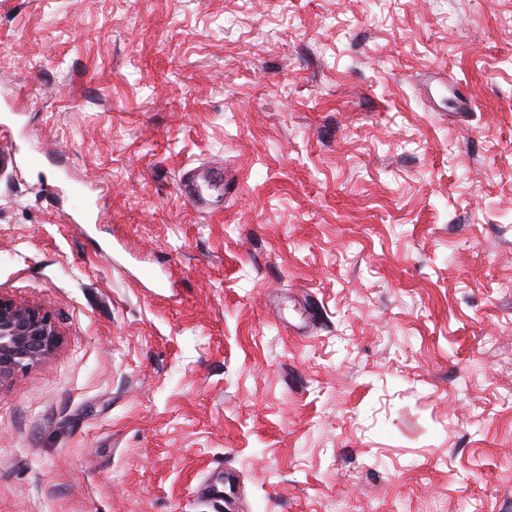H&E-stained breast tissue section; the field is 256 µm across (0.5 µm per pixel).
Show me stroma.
<instances>
[{
    "label": "stroma",
    "mask_w": 512,
    "mask_h": 512,
    "mask_svg": "<svg viewBox=\"0 0 512 512\" xmlns=\"http://www.w3.org/2000/svg\"><path fill=\"white\" fill-rule=\"evenodd\" d=\"M4 113L0 512H512V0H0ZM57 336L47 313L0 297V384L17 370L46 359Z\"/></svg>",
    "instance_id": "obj_1"
}]
</instances>
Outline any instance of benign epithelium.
I'll return each instance as SVG.
<instances>
[{
    "instance_id": "obj_1",
    "label": "benign epithelium",
    "mask_w": 512,
    "mask_h": 512,
    "mask_svg": "<svg viewBox=\"0 0 512 512\" xmlns=\"http://www.w3.org/2000/svg\"><path fill=\"white\" fill-rule=\"evenodd\" d=\"M57 344L48 314L0 297V383L46 359Z\"/></svg>"
}]
</instances>
